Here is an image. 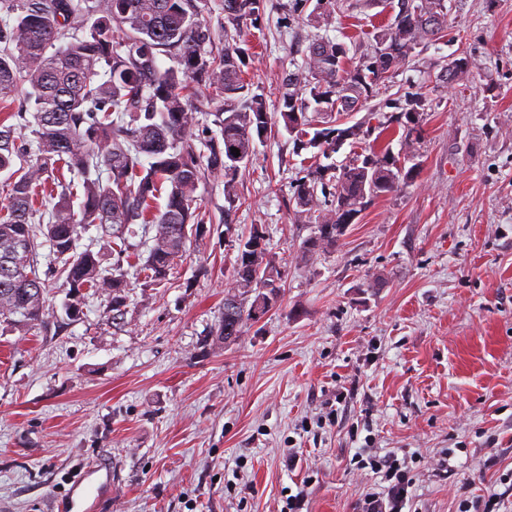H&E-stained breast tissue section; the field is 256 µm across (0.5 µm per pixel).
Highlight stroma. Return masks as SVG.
<instances>
[{"label": "stroma", "mask_w": 512, "mask_h": 512, "mask_svg": "<svg viewBox=\"0 0 512 512\" xmlns=\"http://www.w3.org/2000/svg\"><path fill=\"white\" fill-rule=\"evenodd\" d=\"M332 18L267 0L242 41L254 91L276 105L312 39L352 59L388 13L343 0ZM448 35L416 51L348 116L377 126L386 100L424 90V139L401 189L374 199L311 260L313 224L291 220L303 155L273 127L237 178L205 170L206 220L166 281L128 275L126 324L87 295L69 320L53 281L48 327L0 325V512H67L78 466L112 465L94 512H359L358 448L390 450L418 512L497 493L512 512V0H448ZM467 54L454 85L441 64ZM262 225L284 269L281 302L227 344L213 331L240 239ZM338 419L326 421L329 409ZM447 466H439V459Z\"/></svg>", "instance_id": "stroma-1"}]
</instances>
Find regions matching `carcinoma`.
Segmentation results:
<instances>
[{"label":"carcinoma","mask_w":512,"mask_h":512,"mask_svg":"<svg viewBox=\"0 0 512 512\" xmlns=\"http://www.w3.org/2000/svg\"><path fill=\"white\" fill-rule=\"evenodd\" d=\"M391 7L374 45L358 62L344 42L313 40L303 64L288 77L293 90L270 112L262 95L244 79L247 50L233 44L206 53L210 28L199 19L195 0H0L13 22L0 23V112L16 123L0 122V174H6L8 204L0 213V321L20 315L24 324L46 326L49 283L40 277L39 257L47 249L48 271L67 288L65 311L79 317L85 290L108 298L109 320L125 322L127 273L104 265L105 252L81 247L83 233L98 225L109 249L124 251L138 224L147 257L140 271L166 279L186 249L188 233L201 234L203 219L193 210L203 175L192 144L197 116L193 98L202 85L218 103L215 123L223 148L211 150L210 168L224 171V196L240 201L237 175L255 154L257 142L279 120L295 136L294 149H314L313 162L296 179L294 221L318 217L303 253L316 257L336 247L343 231L375 198L397 191L414 168L398 165L388 147H371L352 160L321 163L360 136L354 124L336 127L332 114L360 111L377 96L416 49L448 30L447 0H380ZM264 0H224V31L256 25ZM92 16L89 31L75 27ZM124 32L117 40L115 30ZM60 46H55L56 42ZM52 55H46L50 47ZM172 52L177 65L162 69L157 55ZM474 67L461 54L441 65L436 80L452 85ZM27 89H22V86ZM426 97L408 93L398 111L379 122L375 140L401 134L406 155L419 151L421 112ZM29 128L36 160L17 143L16 130ZM237 148L239 155L231 153ZM22 165H16V161ZM67 168L79 177L74 203L54 172ZM166 196L164 207L155 201ZM240 242L233 268L234 289L224 296V318L215 336L235 341L279 301L283 272L267 247ZM269 283L263 291L259 283Z\"/></svg>","instance_id":"cac0c4a2"}]
</instances>
